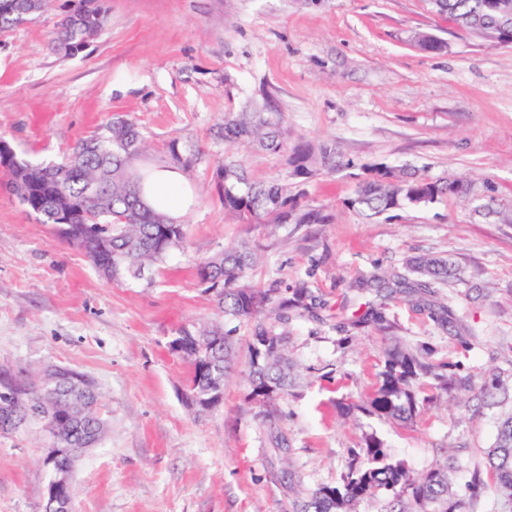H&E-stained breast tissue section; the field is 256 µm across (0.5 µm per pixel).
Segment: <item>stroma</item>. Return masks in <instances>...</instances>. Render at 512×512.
Returning <instances> with one entry per match:
<instances>
[{
	"label": "stroma",
	"mask_w": 512,
	"mask_h": 512,
	"mask_svg": "<svg viewBox=\"0 0 512 512\" xmlns=\"http://www.w3.org/2000/svg\"><path fill=\"white\" fill-rule=\"evenodd\" d=\"M108 23L78 55L50 45V10L0 31V139L18 160L61 161L114 115L139 125L155 152L205 157L184 174L183 247L134 278L110 279L54 225L38 223L0 170V366L19 378L53 365L91 377L106 430L75 467L73 512H292L336 485L352 449L376 434L413 474L451 462L458 493L512 409V48L456 29L428 0H107ZM442 39L427 52L416 33ZM271 94L288 142L332 141L348 168L302 186L329 224H241L224 215L221 163L241 159L266 181L286 154L235 152L224 116ZM411 166L468 177L466 199L443 198L374 220L347 200L362 167ZM257 248L251 284L306 292L305 308L264 320L288 338L297 380L276 424L248 398L253 326L222 317L196 267L240 242ZM448 258L458 276L417 298L370 286L408 259ZM445 309L447 325L433 310ZM377 310L384 325L361 323ZM220 325L234 342L222 400L186 399L189 363L171 352L180 329ZM400 344L467 389L414 386L404 423L366 412ZM287 440L275 448L273 433ZM50 441L43 424L0 434V512H44Z\"/></svg>",
	"instance_id": "stroma-1"
}]
</instances>
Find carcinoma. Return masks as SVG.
Here are the masks:
<instances>
[{
  "label": "carcinoma",
  "mask_w": 512,
  "mask_h": 512,
  "mask_svg": "<svg viewBox=\"0 0 512 512\" xmlns=\"http://www.w3.org/2000/svg\"><path fill=\"white\" fill-rule=\"evenodd\" d=\"M63 14L76 12L79 19L59 18L52 47L64 57H72L101 34L108 20L106 0H68ZM54 0H0V30H11L52 8ZM432 9L458 29L503 47H512V0H430ZM287 118L269 96L251 100L241 111L224 114V144L281 152L287 147ZM150 146L136 121L117 116L94 135L76 143L60 163L32 164L14 161L9 165V185L22 204L42 224L58 223L57 216L69 214V225L58 230L65 240L79 247L103 274L134 277L162 262L184 243L185 224L144 196L151 170L132 169L134 159L148 153ZM154 167L188 172L204 162L194 150L181 151L171 144L167 152L152 156ZM340 167L336 147L329 143L313 146L296 143L288 154L286 176L267 182L253 181L240 162H226L218 169L222 180L224 213L241 224H329L332 216L317 206L300 203V185L320 173ZM389 177L360 179L348 204L369 217H378L405 206H422L448 196L466 197L469 182L464 178L432 179L415 172L387 167ZM255 262V249L242 242L201 263L198 284L217 301L222 314L253 324L247 380L251 401L266 405L269 392L284 394L291 385L294 369L288 355L286 337L267 327L262 316L272 306L280 310L300 306L305 299L288 302L274 296L271 289L245 284L242 278ZM417 276L411 281L400 275L396 290L420 296L437 284H445L451 274L448 260L422 256L407 263ZM186 360L192 368L191 390L224 391L230 376L229 338L215 325L188 333ZM210 336L220 337L214 346ZM385 369L366 410L377 416L408 422L418 412L414 384L434 375V366L410 351L394 345L385 351ZM22 381L10 370L0 368V407L9 402L11 387L24 389V400L15 411L20 420L52 419L62 424L68 416L67 397L72 371L60 373L50 393L44 380ZM85 405L83 419L71 426L74 435L103 433L100 424L101 395L95 384L80 375ZM487 479L494 485L501 504L499 512H512V413L498 427L494 448L487 454ZM454 467L439 465L421 475H413L404 462L393 459L384 443L374 435L363 439L361 448L351 452L341 482L314 490L293 512H352L360 500H370L386 491L392 495L384 512H407L403 498L418 506L417 512H466L454 488Z\"/></svg>",
  "instance_id": "cac0c4a2"
}]
</instances>
